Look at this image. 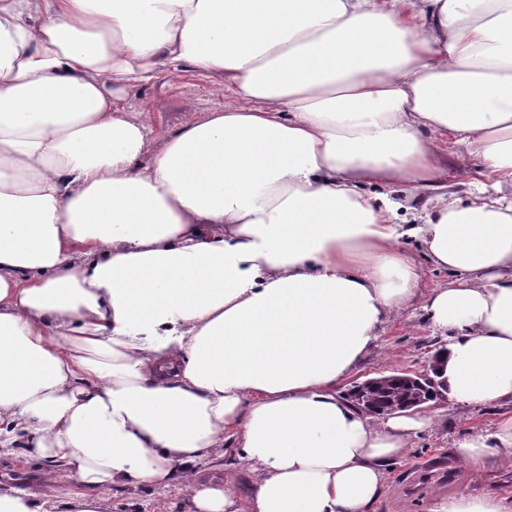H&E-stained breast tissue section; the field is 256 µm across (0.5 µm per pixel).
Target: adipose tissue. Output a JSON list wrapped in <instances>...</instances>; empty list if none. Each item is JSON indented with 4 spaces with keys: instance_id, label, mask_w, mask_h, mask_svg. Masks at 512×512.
Returning <instances> with one entry per match:
<instances>
[{
    "instance_id": "1",
    "label": "adipose tissue",
    "mask_w": 512,
    "mask_h": 512,
    "mask_svg": "<svg viewBox=\"0 0 512 512\" xmlns=\"http://www.w3.org/2000/svg\"><path fill=\"white\" fill-rule=\"evenodd\" d=\"M183 64L235 99L152 154L113 100ZM477 194L421 223L365 185L436 186L440 143ZM416 240L450 275L419 294ZM448 332L449 403L512 400V0H0V454L25 445L101 512L115 487L240 512L201 469L225 443L255 512H369L421 414L339 397L392 314ZM512 450V416L456 450Z\"/></svg>"
}]
</instances>
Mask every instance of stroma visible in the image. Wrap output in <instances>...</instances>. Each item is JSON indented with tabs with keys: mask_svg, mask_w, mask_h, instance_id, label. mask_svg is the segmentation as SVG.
<instances>
[{
	"mask_svg": "<svg viewBox=\"0 0 512 512\" xmlns=\"http://www.w3.org/2000/svg\"><path fill=\"white\" fill-rule=\"evenodd\" d=\"M231 99L223 83L207 74L184 65H167L159 68L151 81L127 87L114 105L139 115L150 130L151 147L157 149L184 126L204 119ZM442 159L440 183L445 191L464 197L483 182L477 160H461L448 147L443 148ZM436 338L421 304H413L388 320L351 378L339 385V392H346L352 383L394 371L422 370ZM426 412L433 419L432 425L413 432L405 454L385 467L383 493L371 512H437L453 492L470 496L494 493L512 502V454L497 455L482 469L471 470L455 453L464 438L491 432L501 417L511 416L512 402L494 406L442 403L427 407ZM439 462L455 466L457 481L451 488L411 481L410 475L417 468ZM228 475L237 484L241 512H253L255 475L239 462L231 445L225 447L223 459L204 478L218 483ZM0 485L38 491L42 470L21 452L1 456ZM105 499L106 512H183L184 503L177 484L159 491L114 488L106 492Z\"/></svg>",
	"mask_w": 512,
	"mask_h": 512,
	"instance_id": "35a3bbf8",
	"label": "stroma"
}]
</instances>
